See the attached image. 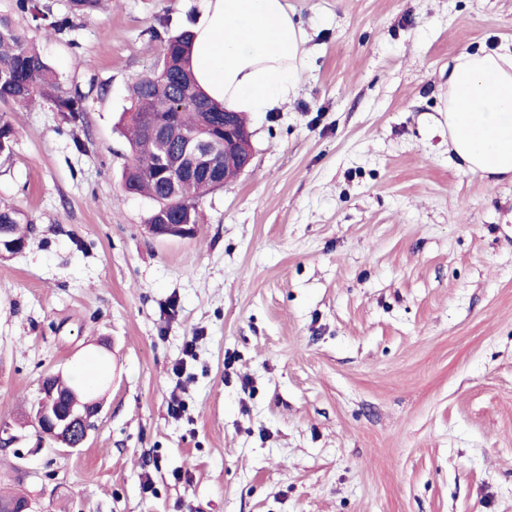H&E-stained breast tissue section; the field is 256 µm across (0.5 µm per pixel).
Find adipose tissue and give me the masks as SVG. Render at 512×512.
<instances>
[{"mask_svg":"<svg viewBox=\"0 0 512 512\" xmlns=\"http://www.w3.org/2000/svg\"><path fill=\"white\" fill-rule=\"evenodd\" d=\"M194 33L190 65L226 109L265 112L294 95L307 35L288 0H203ZM442 113L461 167L512 181V47L455 57Z\"/></svg>","mask_w":512,"mask_h":512,"instance_id":"adipose-tissue-1","label":"adipose tissue"}]
</instances>
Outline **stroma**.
Listing matches in <instances>:
<instances>
[{
    "label": "stroma",
    "mask_w": 512,
    "mask_h": 512,
    "mask_svg": "<svg viewBox=\"0 0 512 512\" xmlns=\"http://www.w3.org/2000/svg\"><path fill=\"white\" fill-rule=\"evenodd\" d=\"M288 3L297 93L250 116L192 237L122 193L119 120L151 29L201 0H103L39 40L82 127L0 103V209L32 224L0 259V428L57 372L102 401L73 451L0 447L35 512H512V182L459 167L438 112L454 57L512 42V0Z\"/></svg>",
    "instance_id": "1"
}]
</instances>
